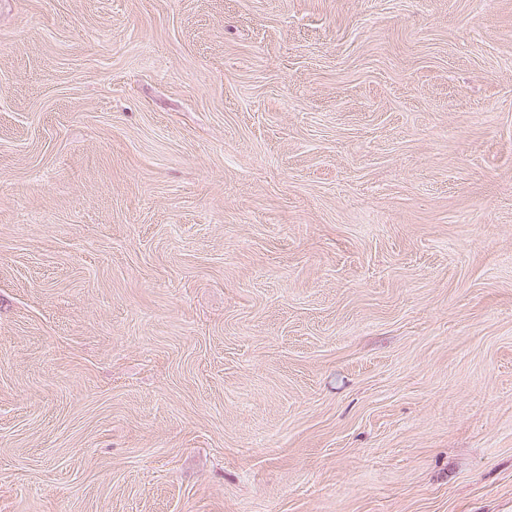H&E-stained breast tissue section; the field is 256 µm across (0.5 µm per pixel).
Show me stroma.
Here are the masks:
<instances>
[{"label":"stroma","instance_id":"1","mask_svg":"<svg viewBox=\"0 0 512 512\" xmlns=\"http://www.w3.org/2000/svg\"><path fill=\"white\" fill-rule=\"evenodd\" d=\"M0 512H512V0H0Z\"/></svg>","mask_w":512,"mask_h":512}]
</instances>
